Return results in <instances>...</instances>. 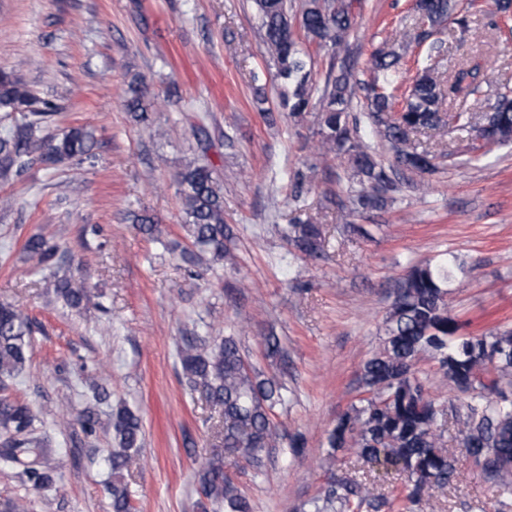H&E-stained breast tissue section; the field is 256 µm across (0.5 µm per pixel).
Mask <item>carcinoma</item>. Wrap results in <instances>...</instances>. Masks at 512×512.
<instances>
[{"label":"carcinoma","mask_w":512,"mask_h":512,"mask_svg":"<svg viewBox=\"0 0 512 512\" xmlns=\"http://www.w3.org/2000/svg\"><path fill=\"white\" fill-rule=\"evenodd\" d=\"M262 41L281 82L280 106L299 117L315 94L321 154L343 155L358 189L353 204L361 210L385 208L397 190V170L420 174L438 167V155L415 144L413 136L449 123L457 130H473L467 113L457 108L460 99L491 82V74L477 64H460L443 81L432 67L417 71L403 96L397 95L401 57L392 49L371 54L360 80L354 66L330 64L324 86L312 77L311 57L302 44L319 49L344 45L355 29L354 0H301L298 24L288 0H252ZM458 7L457 0H416L414 17L427 25V37L443 29ZM503 25L494 28L512 36V0H495ZM363 91L369 124L395 151V164L386 166L362 143L360 125L351 117L356 90ZM125 108L133 120L150 121L154 102L145 82L132 76L125 91ZM0 109L17 115L14 126L0 136V178H8L36 162L82 164L92 158V133L72 126L55 135H43L44 123L58 112L57 104L36 95L14 71L0 69ZM489 143L512 142V87L503 85L482 121ZM181 187L184 228L192 245L222 260L230 255L224 241L232 236L224 222V196L209 165L194 161L175 175ZM286 238L300 253L314 257L322 247L321 225L311 219L288 227ZM28 258L41 267L58 260L59 246L41 234L24 243ZM460 269L449 254L436 264L413 265L399 281L386 319L385 338L360 371L362 397L340 414L328 434L331 452L351 450L361 460L406 475L402 500L420 507L456 478L455 460L445 440V406L430 394L417 375L424 356L433 359L448 379V386L469 396L466 412L456 421V435L467 455L505 499L512 497V330L464 336L449 313V285ZM54 292L64 303L79 309L89 300L79 276L57 280ZM29 316L12 303L0 302V379L18 375L26 366L31 347ZM182 376L190 388L220 412L216 436L224 447L198 471L202 495L224 512H250V505L224 474V460L258 462L259 454L274 447L277 429L273 408L284 401L281 386L262 378L244 360L237 342L228 337L212 346L185 337L179 351ZM37 415L29 404L0 399V467L20 465L34 491L55 484L54 471L44 463L48 448L36 434ZM116 448L112 449V481L108 486L112 512H132L125 472L142 448L141 419L126 407L111 415ZM392 502L375 489L352 478L331 483L314 512H379Z\"/></svg>","instance_id":"obj_1"}]
</instances>
